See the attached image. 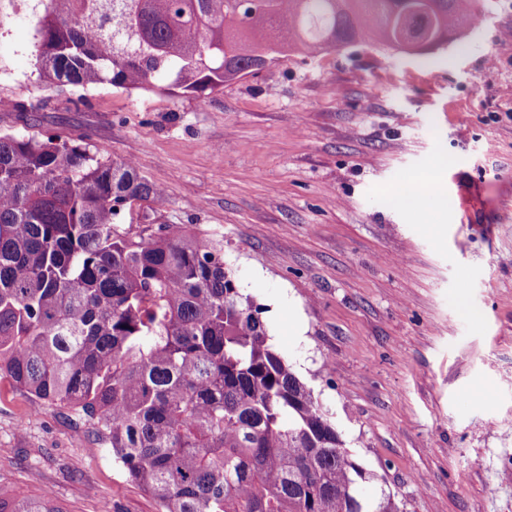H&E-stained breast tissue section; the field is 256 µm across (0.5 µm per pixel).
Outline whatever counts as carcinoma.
Masks as SVG:
<instances>
[{"mask_svg": "<svg viewBox=\"0 0 512 512\" xmlns=\"http://www.w3.org/2000/svg\"><path fill=\"white\" fill-rule=\"evenodd\" d=\"M472 0H38L45 87L200 97L274 50L425 55ZM163 192L84 139L0 133V380L75 410L161 512H401L240 293L221 246L122 224ZM0 512H63L0 494Z\"/></svg>", "mask_w": 512, "mask_h": 512, "instance_id": "1", "label": "carcinoma"}]
</instances>
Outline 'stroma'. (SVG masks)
<instances>
[{
  "label": "stroma",
  "mask_w": 512,
  "mask_h": 512,
  "mask_svg": "<svg viewBox=\"0 0 512 512\" xmlns=\"http://www.w3.org/2000/svg\"><path fill=\"white\" fill-rule=\"evenodd\" d=\"M430 58L294 55L207 96L48 89L0 10V133L84 136L219 242L271 345L403 512H512V0ZM26 111H17V104ZM87 426L0 382V490L161 512Z\"/></svg>",
  "instance_id": "1"
}]
</instances>
